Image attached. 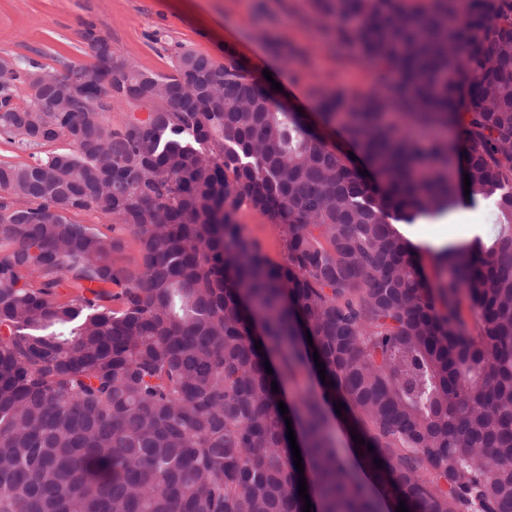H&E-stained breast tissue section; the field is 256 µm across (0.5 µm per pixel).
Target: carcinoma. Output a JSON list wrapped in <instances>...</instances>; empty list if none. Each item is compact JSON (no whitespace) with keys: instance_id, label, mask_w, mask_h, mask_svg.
Masks as SVG:
<instances>
[{"instance_id":"obj_1","label":"carcinoma","mask_w":512,"mask_h":512,"mask_svg":"<svg viewBox=\"0 0 512 512\" xmlns=\"http://www.w3.org/2000/svg\"><path fill=\"white\" fill-rule=\"evenodd\" d=\"M311 6L397 76L319 94L364 172L229 53L178 44L165 76L125 63L160 91L141 128L106 121L122 99L98 63L33 123L48 89L22 107L18 86L54 72L18 58L0 82L1 139L70 144L0 163V512H303L287 417L311 512H512V0ZM466 174L498 233L433 251L432 287L398 225L459 206ZM244 206L279 226L284 263L244 236ZM90 210L135 236L137 270L72 221ZM64 277L83 292L61 302ZM338 402L365 440L352 465Z\"/></svg>"}]
</instances>
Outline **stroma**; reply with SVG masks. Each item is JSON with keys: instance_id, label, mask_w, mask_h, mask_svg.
Segmentation results:
<instances>
[{"instance_id": "1", "label": "stroma", "mask_w": 512, "mask_h": 512, "mask_svg": "<svg viewBox=\"0 0 512 512\" xmlns=\"http://www.w3.org/2000/svg\"><path fill=\"white\" fill-rule=\"evenodd\" d=\"M89 22L111 42L117 57L143 71L172 73V49L181 44L219 64L232 53L258 78L271 72L282 86L280 102L288 110H301L326 145L345 152L351 146L339 128L323 124L316 113L315 91L354 97L384 82L351 48L327 37L312 18L309 0H0V55L30 57L59 73L94 67L81 37ZM74 220L119 239L116 266L137 269L138 242L122 225L95 212L76 214ZM238 221L272 261L284 262L279 228L267 216L244 208ZM495 230V204L486 201L404 232L425 245L432 237L458 240Z\"/></svg>"}]
</instances>
